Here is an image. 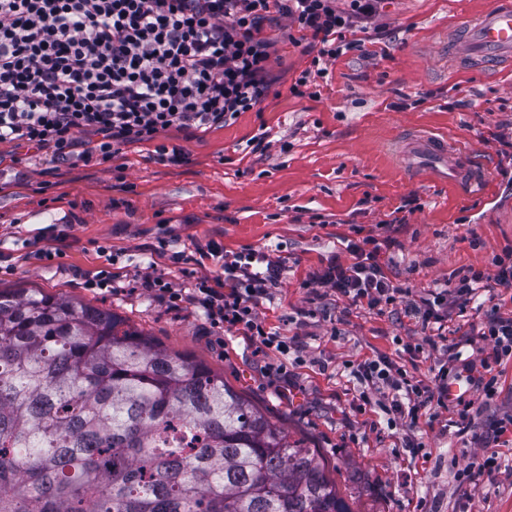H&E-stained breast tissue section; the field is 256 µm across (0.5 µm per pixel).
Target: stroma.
Returning a JSON list of instances; mask_svg holds the SVG:
<instances>
[{
	"instance_id": "stroma-1",
	"label": "stroma",
	"mask_w": 512,
	"mask_h": 512,
	"mask_svg": "<svg viewBox=\"0 0 512 512\" xmlns=\"http://www.w3.org/2000/svg\"><path fill=\"white\" fill-rule=\"evenodd\" d=\"M490 0H385L359 49L326 60L306 95L293 85L309 67L288 38V17L265 23L270 89L259 110L224 127L188 135L169 129L155 141L123 146L102 163H44L43 152L0 145V288H38L110 310L161 346L204 362L291 439L304 440L325 465L351 512H512V433L495 448L500 471L456 485L449 463L465 466L484 446L492 421L512 415V359L496 366L497 395L483 401L468 334L485 310L512 315V288L495 287L482 308L451 309L443 333L461 344L453 366L467 378L474 420L450 426L451 410H424L408 428L377 405L360 407L361 385L346 362L387 357L433 385L444 359L407 345L424 336L402 307L376 314L313 275L350 262L348 241L374 237L393 283L425 296L460 271L495 274L512 249V68L492 73L453 65L448 34ZM266 135L265 150L253 139ZM440 134L469 147L491 168L488 188L419 179L404 165L409 136ZM179 149L178 164L158 163V146ZM402 223H394V215ZM229 252L271 251L283 261L278 284L258 306L260 319L288 338L302 359L287 378L279 362L241 335L213 327L191 301L170 305L141 288L147 274L177 288L223 270L210 244ZM51 250L53 260L37 251ZM111 269V287L89 282ZM423 443L421 452L409 441Z\"/></svg>"
}]
</instances>
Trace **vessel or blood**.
Here are the masks:
<instances>
[{"instance_id": "b4317fda", "label": "vessel or blood", "mask_w": 512, "mask_h": 512, "mask_svg": "<svg viewBox=\"0 0 512 512\" xmlns=\"http://www.w3.org/2000/svg\"><path fill=\"white\" fill-rule=\"evenodd\" d=\"M448 50L457 62L473 69L512 66V0H491L480 14L461 21ZM406 158L412 173L445 179L470 191L487 180L486 170L465 149L441 137L414 136Z\"/></svg>"}]
</instances>
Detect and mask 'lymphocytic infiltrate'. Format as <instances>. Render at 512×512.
Listing matches in <instances>:
<instances>
[{
	"mask_svg": "<svg viewBox=\"0 0 512 512\" xmlns=\"http://www.w3.org/2000/svg\"><path fill=\"white\" fill-rule=\"evenodd\" d=\"M383 0H0V143L28 144L49 163L75 153L111 161L122 145L147 143L170 127L195 133L223 126L257 109L269 84L264 22L288 16L311 53L313 68L356 48L346 35L377 17ZM371 238L349 242L350 263L328 266L318 285L352 304L383 312L400 303L420 319L425 341L449 305L473 301L484 282L512 286V251L497 257L495 274L469 270L434 298L394 284L377 261ZM224 283L198 280L193 298L225 331L247 336L258 351L287 353L279 332L267 330L257 307L277 285L283 265L248 251L224 257ZM481 365L512 358V316L490 311L478 329ZM450 368L427 386L388 358L352 367L380 390V406L417 426L423 409L445 406Z\"/></svg>",
	"mask_w": 512,
	"mask_h": 512,
	"instance_id": "lymphocytic-infiltrate-1",
	"label": "lymphocytic infiltrate"
}]
</instances>
